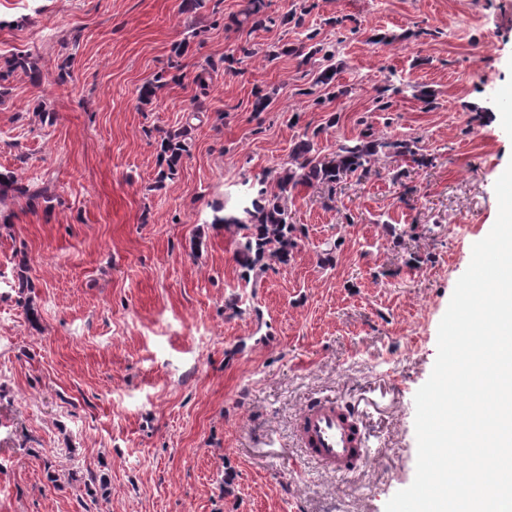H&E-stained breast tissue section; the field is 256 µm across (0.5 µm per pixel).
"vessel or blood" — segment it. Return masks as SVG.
<instances>
[{"instance_id":"b4317fda","label":"vessel or blood","mask_w":512,"mask_h":512,"mask_svg":"<svg viewBox=\"0 0 512 512\" xmlns=\"http://www.w3.org/2000/svg\"><path fill=\"white\" fill-rule=\"evenodd\" d=\"M298 436L309 457L341 476L348 475L369 457L355 419L331 399L318 400L302 410Z\"/></svg>"}]
</instances>
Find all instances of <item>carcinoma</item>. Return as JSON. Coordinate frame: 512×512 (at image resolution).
<instances>
[{
    "label": "carcinoma",
    "instance_id": "1",
    "mask_svg": "<svg viewBox=\"0 0 512 512\" xmlns=\"http://www.w3.org/2000/svg\"><path fill=\"white\" fill-rule=\"evenodd\" d=\"M185 136L184 131L170 132L162 139L163 151L170 154L168 169L171 175L174 174V166L183 152L187 151ZM379 147L393 148L397 155L416 154L410 144L404 141L359 140L341 145L336 152V157L326 161L310 155V144L303 142L297 147L292 157L294 167L285 169L276 177L279 194L273 196L271 200L265 197L260 201L254 200L251 202V207L242 208V212L248 216V222L245 223L238 217L226 219L220 215L214 216L215 224L234 225L239 230L248 231V234L244 235L245 243L237 253L241 267L251 271L266 257L279 263L288 261V256L296 246V242L292 236L293 225L288 223V210L281 203V197L288 193L289 188L313 180L334 183L341 176L365 167Z\"/></svg>",
    "mask_w": 512,
    "mask_h": 512
}]
</instances>
